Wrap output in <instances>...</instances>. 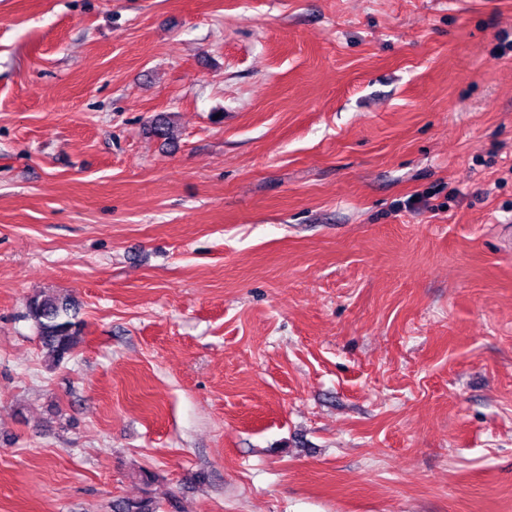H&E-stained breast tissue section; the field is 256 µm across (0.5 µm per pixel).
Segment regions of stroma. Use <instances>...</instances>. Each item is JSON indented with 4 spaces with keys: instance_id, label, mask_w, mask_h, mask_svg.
<instances>
[{
    "instance_id": "35a3bbf8",
    "label": "stroma",
    "mask_w": 512,
    "mask_h": 512,
    "mask_svg": "<svg viewBox=\"0 0 512 512\" xmlns=\"http://www.w3.org/2000/svg\"><path fill=\"white\" fill-rule=\"evenodd\" d=\"M142 497L512 512V0H0V512ZM28 316L53 365L68 358L79 340L78 307L69 297L35 295L28 300Z\"/></svg>"
}]
</instances>
